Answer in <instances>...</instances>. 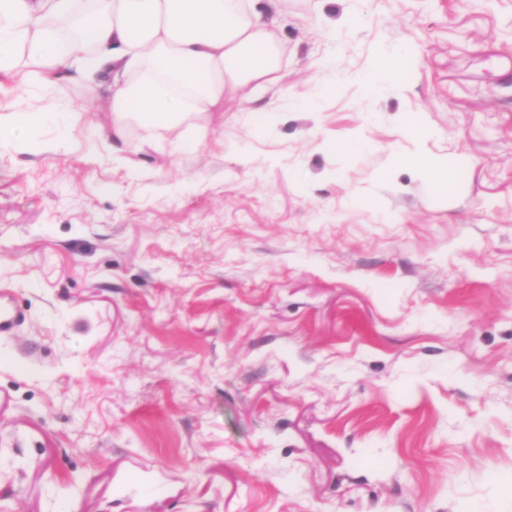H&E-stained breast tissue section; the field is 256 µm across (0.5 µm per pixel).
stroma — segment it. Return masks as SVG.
Instances as JSON below:
<instances>
[{
  "label": "stroma",
  "instance_id": "obj_1",
  "mask_svg": "<svg viewBox=\"0 0 512 512\" xmlns=\"http://www.w3.org/2000/svg\"><path fill=\"white\" fill-rule=\"evenodd\" d=\"M278 28L279 90L189 146L113 152L104 87L0 79V512H512V0ZM381 50L411 73L372 93ZM408 112L448 197L387 166Z\"/></svg>",
  "mask_w": 512,
  "mask_h": 512
}]
</instances>
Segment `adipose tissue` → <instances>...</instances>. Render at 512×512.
Masks as SVG:
<instances>
[{"instance_id":"adipose-tissue-1","label":"adipose tissue","mask_w":512,"mask_h":512,"mask_svg":"<svg viewBox=\"0 0 512 512\" xmlns=\"http://www.w3.org/2000/svg\"><path fill=\"white\" fill-rule=\"evenodd\" d=\"M267 0H0V74L51 88L86 76L110 91L112 133L205 132L226 93L281 78V44ZM395 162L429 191H452L454 155L428 150L419 116L402 125Z\"/></svg>"}]
</instances>
